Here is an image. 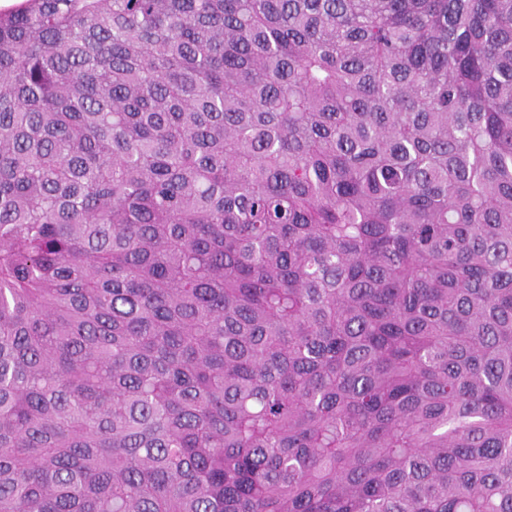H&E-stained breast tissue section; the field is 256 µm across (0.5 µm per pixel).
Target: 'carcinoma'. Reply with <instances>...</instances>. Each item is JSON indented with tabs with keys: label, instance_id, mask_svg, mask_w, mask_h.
Wrapping results in <instances>:
<instances>
[{
	"label": "carcinoma",
	"instance_id": "obj_1",
	"mask_svg": "<svg viewBox=\"0 0 512 512\" xmlns=\"http://www.w3.org/2000/svg\"><path fill=\"white\" fill-rule=\"evenodd\" d=\"M0 512H512V0L0 14Z\"/></svg>",
	"mask_w": 512,
	"mask_h": 512
}]
</instances>
